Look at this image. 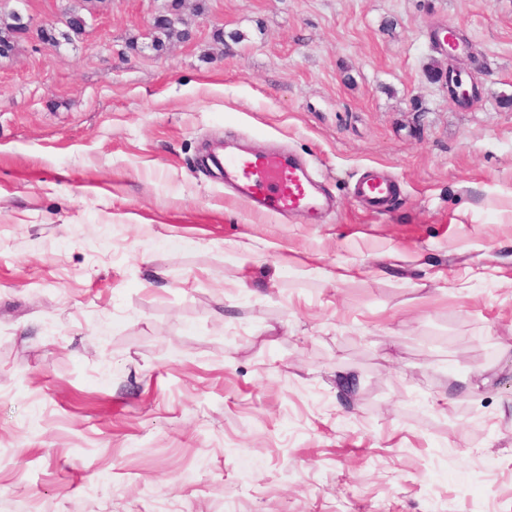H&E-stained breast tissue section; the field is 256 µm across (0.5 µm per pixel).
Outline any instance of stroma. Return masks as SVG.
Listing matches in <instances>:
<instances>
[{"label":"stroma","mask_w":512,"mask_h":512,"mask_svg":"<svg viewBox=\"0 0 512 512\" xmlns=\"http://www.w3.org/2000/svg\"><path fill=\"white\" fill-rule=\"evenodd\" d=\"M174 7L186 38L153 48ZM22 8L0 55V512H512V0ZM74 9L84 30L42 44ZM448 23L452 58L427 38ZM236 144L302 157L333 210L251 211L202 163ZM374 166L396 183L379 214L352 194Z\"/></svg>","instance_id":"obj_1"}]
</instances>
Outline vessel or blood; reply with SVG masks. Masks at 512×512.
I'll list each match as a JSON object with an SVG mask.
<instances>
[{
    "label": "vessel or blood",
    "instance_id": "1",
    "mask_svg": "<svg viewBox=\"0 0 512 512\" xmlns=\"http://www.w3.org/2000/svg\"><path fill=\"white\" fill-rule=\"evenodd\" d=\"M224 179L237 198L257 213L299 214L315 224L328 207V198L310 167L278 151L231 153L224 162ZM353 193L378 212L389 206L395 187L383 170L370 168L357 179Z\"/></svg>",
    "mask_w": 512,
    "mask_h": 512
}]
</instances>
